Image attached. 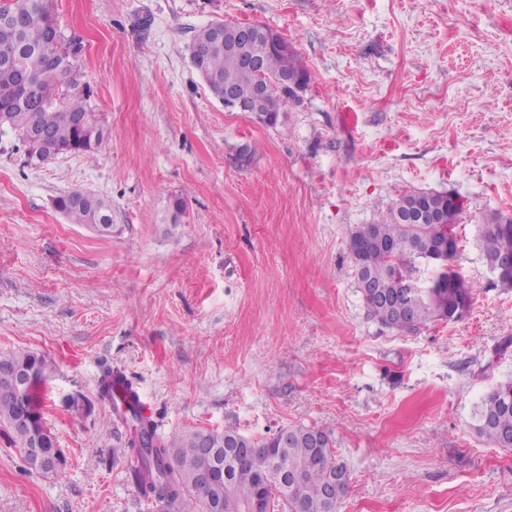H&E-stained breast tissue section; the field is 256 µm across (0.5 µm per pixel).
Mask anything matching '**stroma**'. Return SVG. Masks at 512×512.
<instances>
[{
	"instance_id": "35a3bbf8",
	"label": "stroma",
	"mask_w": 512,
	"mask_h": 512,
	"mask_svg": "<svg viewBox=\"0 0 512 512\" xmlns=\"http://www.w3.org/2000/svg\"><path fill=\"white\" fill-rule=\"evenodd\" d=\"M51 5L106 137L29 166L0 136V351L52 360L44 418L66 454L30 474L0 434V512H139L129 461L108 458L129 430L97 397L105 362L168 436L326 432L351 474L337 512H512V449L475 430L512 379V291L477 242L482 213L512 217V0ZM219 21L302 58L277 124L226 111L193 68ZM73 189L111 201V237L54 209ZM419 190L466 199L454 266L475 288L460 320L404 334L368 315L348 239Z\"/></svg>"
}]
</instances>
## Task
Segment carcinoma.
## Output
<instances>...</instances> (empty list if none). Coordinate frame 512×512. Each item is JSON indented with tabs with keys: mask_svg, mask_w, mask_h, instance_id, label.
Masks as SVG:
<instances>
[{
	"mask_svg": "<svg viewBox=\"0 0 512 512\" xmlns=\"http://www.w3.org/2000/svg\"><path fill=\"white\" fill-rule=\"evenodd\" d=\"M60 29L49 0H3L0 3V113H8L11 129L19 143L30 145L34 132L46 133L51 149H40L37 162L56 158L61 150L90 153L102 140V130L91 120L89 93L80 87L76 73L79 47L64 39L54 46ZM256 44L238 31V24L215 22L199 28L191 47L194 69L210 93L224 99L228 87L247 94L261 82L275 83L288 74L308 85V72L295 48H266L260 65L251 67L241 58L254 54ZM33 78V86L24 88L18 75ZM298 102L291 88L277 87L265 98L256 99L252 109L277 123L280 114ZM57 210L74 224H109L112 207L109 200L84 190H71L56 198ZM435 214L448 212V195L441 192H411L396 195L380 218L371 224L357 225L349 235L353 242L365 243L353 259L358 283L367 279L372 287H360L368 314L379 323L401 333H413L430 323L455 322L466 312L472 286L452 266L442 267L432 279L431 296L413 295L409 319L396 313L395 300L410 286L420 283L416 261L426 258L423 249L439 241L433 225L417 224L405 214L419 209ZM507 217L498 211L486 212L480 219V249L486 263L512 257V229L502 224ZM14 370H30L47 376L51 362L37 352L18 349L0 352V427L11 443L23 449L30 427L19 422L21 408L17 388L5 377ZM100 400L109 404L119 399L124 408H112L116 421L128 426L129 437L123 447L112 449L111 460L130 458L137 491V502L150 512H213L214 505L226 501L233 512H247L258 498L265 499L271 512H320L339 460L333 453L330 436L314 427H292L284 448L276 438L255 440L234 427L224 431L188 430L167 438L159 424L143 412L133 382L124 372L105 365L97 381ZM476 431L491 444L512 448V380L499 383L482 400L476 414ZM207 438L219 449L217 458L225 460V448L241 440L253 448L237 466L226 469L214 484L200 482V471L207 460L200 448ZM281 454L288 473L302 475L294 492L286 496L275 483L262 481L274 455ZM27 472L39 475L57 473L66 463L63 449L42 460L22 456Z\"/></svg>",
	"mask_w": 512,
	"mask_h": 512,
	"instance_id": "obj_1",
	"label": "carcinoma"
}]
</instances>
